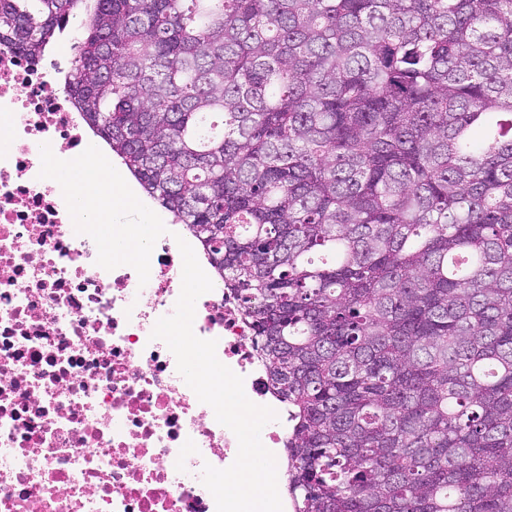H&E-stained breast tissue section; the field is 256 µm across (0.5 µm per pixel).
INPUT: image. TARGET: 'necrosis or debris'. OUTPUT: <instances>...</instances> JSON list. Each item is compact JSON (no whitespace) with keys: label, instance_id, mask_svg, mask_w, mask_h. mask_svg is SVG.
Returning <instances> with one entry per match:
<instances>
[{"label":"necrosis or debris","instance_id":"necrosis-or-debris-1","mask_svg":"<svg viewBox=\"0 0 512 512\" xmlns=\"http://www.w3.org/2000/svg\"><path fill=\"white\" fill-rule=\"evenodd\" d=\"M63 55L0 50V512H216L204 464L230 466L238 442L151 339L181 291L175 224L150 225L149 266L108 256L87 224L112 190L54 182L47 159L84 165L93 153L58 77ZM195 334L277 407L253 331L233 290L196 303Z\"/></svg>","mask_w":512,"mask_h":512}]
</instances>
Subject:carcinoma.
I'll return each mask as SVG.
<instances>
[{
	"instance_id": "carcinoma-1",
	"label": "carcinoma",
	"mask_w": 512,
	"mask_h": 512,
	"mask_svg": "<svg viewBox=\"0 0 512 512\" xmlns=\"http://www.w3.org/2000/svg\"><path fill=\"white\" fill-rule=\"evenodd\" d=\"M234 289L297 512H512V0H0Z\"/></svg>"
}]
</instances>
